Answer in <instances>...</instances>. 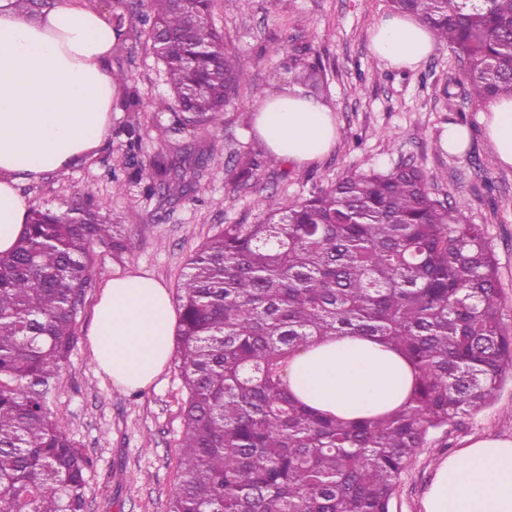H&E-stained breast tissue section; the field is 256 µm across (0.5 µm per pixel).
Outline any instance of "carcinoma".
Returning a JSON list of instances; mask_svg holds the SVG:
<instances>
[{
  "label": "carcinoma",
  "instance_id": "1",
  "mask_svg": "<svg viewBox=\"0 0 512 512\" xmlns=\"http://www.w3.org/2000/svg\"><path fill=\"white\" fill-rule=\"evenodd\" d=\"M213 0H134L112 14L147 28L178 111L159 138L195 135L223 115L249 66L224 43ZM32 17L57 0H13ZM464 64L474 102L512 97V0H390ZM115 107L125 159L113 189L191 190L175 163L141 159L142 99ZM213 141L197 169L223 158ZM283 161L252 151L228 170L246 184ZM260 224H226L186 265L176 300L187 399L169 512H389L429 435L484 408L512 375L495 256L481 225L434 199L412 164L354 172L295 204L270 196ZM128 249L93 187L34 208L0 254V512H84L93 461L53 419L48 395L77 343L94 246ZM375 337L416 374L406 405L355 421L308 409L283 383L288 355L321 338Z\"/></svg>",
  "mask_w": 512,
  "mask_h": 512
}]
</instances>
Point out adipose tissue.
<instances>
[{
    "label": "adipose tissue",
    "instance_id": "1",
    "mask_svg": "<svg viewBox=\"0 0 512 512\" xmlns=\"http://www.w3.org/2000/svg\"><path fill=\"white\" fill-rule=\"evenodd\" d=\"M115 36L86 0H69L31 20L0 0V253L24 229L22 181L67 169L98 148L112 112L110 59ZM430 28L390 15L372 29L374 57L417 68L436 49ZM255 130L276 157L296 166L329 154L338 139L332 109L301 90L256 103ZM484 135L501 168H512V99L486 105ZM173 307L156 280H108L90 331L94 361L113 384L143 389L172 351ZM290 392L308 407L347 420L403 407L414 383L410 363L374 338L322 339L288 360ZM422 512H512V439L479 437L439 462Z\"/></svg>",
    "mask_w": 512,
    "mask_h": 512
}]
</instances>
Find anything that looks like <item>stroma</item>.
<instances>
[{
  "instance_id": "stroma-1",
  "label": "stroma",
  "mask_w": 512,
  "mask_h": 512,
  "mask_svg": "<svg viewBox=\"0 0 512 512\" xmlns=\"http://www.w3.org/2000/svg\"><path fill=\"white\" fill-rule=\"evenodd\" d=\"M392 9L388 0H215L213 22L225 43L250 64L252 85H239L215 126L200 134L224 144L223 163L202 170L193 199L173 202L146 197L140 185L112 189L110 172L121 168L124 149L112 131L94 154L64 174L49 172L21 182L27 208L58 202L81 185H92L129 243L121 259L109 248H94L93 282L78 317V342L50 398L55 419L93 468L86 486V512H168L177 487V444L183 431L186 391L176 360H169L149 387L115 386L92 357L89 332L101 285L127 273L150 277L176 293L188 258L222 225L257 224L263 203L275 196L286 204L335 184L347 173L387 170L400 163L420 167L434 198L463 206L482 225L494 251L501 308L512 323V169L496 165L480 122L481 103L466 96L463 66L446 44L419 67L398 69L376 60L370 32ZM304 48L305 62L317 64L323 83L317 92L336 115L339 138L330 154L287 172L265 169L248 184L232 185L226 163L237 153L259 148L254 134L257 87H283L292 79L283 59L266 53L271 41ZM112 70L124 71L143 101L139 121L146 156L176 154L181 137L161 142L155 129L172 121L173 101L162 68L145 35L130 32L123 51L113 53ZM457 111H449V101ZM468 128L471 142L448 153L441 139L449 123ZM512 438V378L481 411L433 431L412 458L390 501L389 512H421L422 499L438 461L469 438Z\"/></svg>"
}]
</instances>
